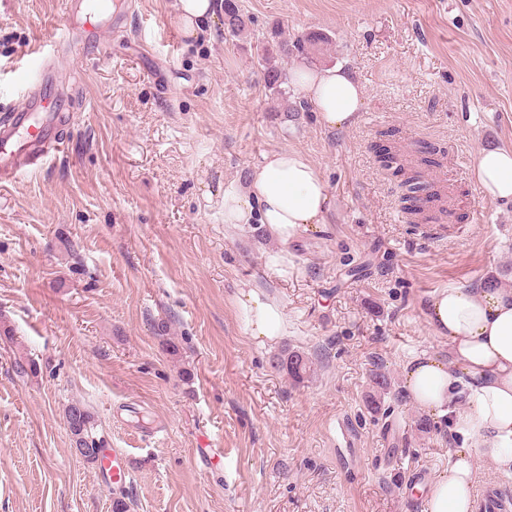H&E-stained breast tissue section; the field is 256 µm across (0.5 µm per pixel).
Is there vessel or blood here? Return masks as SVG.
<instances>
[{"instance_id": "vessel-or-blood-1", "label": "vessel or blood", "mask_w": 512, "mask_h": 512, "mask_svg": "<svg viewBox=\"0 0 512 512\" xmlns=\"http://www.w3.org/2000/svg\"><path fill=\"white\" fill-rule=\"evenodd\" d=\"M101 10L98 0H69V28L90 36ZM66 100L55 88L53 72L44 69L38 85L29 89L23 105L0 111V183L41 167L63 152L61 128L69 124ZM129 453L124 449L106 452L99 467L107 485L130 486Z\"/></svg>"}]
</instances>
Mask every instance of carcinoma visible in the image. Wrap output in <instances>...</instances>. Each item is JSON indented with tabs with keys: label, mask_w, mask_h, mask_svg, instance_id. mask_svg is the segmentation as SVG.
Listing matches in <instances>:
<instances>
[{
	"label": "carcinoma",
	"mask_w": 512,
	"mask_h": 512,
	"mask_svg": "<svg viewBox=\"0 0 512 512\" xmlns=\"http://www.w3.org/2000/svg\"><path fill=\"white\" fill-rule=\"evenodd\" d=\"M223 25L226 40L239 39L248 32L246 20L236 0H224ZM327 43L328 36L316 31L291 40L285 37L281 30L273 29L257 39L260 53L257 54L256 64L264 86L274 100L273 111L281 112L285 116L290 112L309 111L305 103L290 99L293 73L284 62L292 57L312 60L320 53L321 46ZM379 155L382 157L383 167L393 171V175L401 177V200L405 204V209L416 214L424 213V207L433 198V194L428 191L430 182L420 171L406 172L398 155H390L389 149H382ZM273 367L285 373L292 382L301 384L310 374L311 361L304 352L286 348L273 360ZM371 378L374 393L368 396L367 406L372 412L377 413L381 409V396L389 393L391 379L379 367L373 370ZM65 420L75 449L98 447L95 421L85 407L78 403L69 405L65 410Z\"/></svg>",
	"instance_id": "carcinoma-1"
}]
</instances>
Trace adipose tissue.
<instances>
[{
  "label": "adipose tissue",
  "instance_id": "obj_1",
  "mask_svg": "<svg viewBox=\"0 0 512 512\" xmlns=\"http://www.w3.org/2000/svg\"><path fill=\"white\" fill-rule=\"evenodd\" d=\"M183 33L194 39L209 32L223 0H175ZM296 85L330 128L353 125L365 90L349 70L328 67L295 71ZM476 181L485 199L512 202V148L481 150ZM326 185L300 152H269L244 186L224 190V222L258 224L281 244L309 225L324 221ZM251 336H281L282 309L261 292H242ZM435 335L446 338L447 357L422 354L403 368V392L419 411L446 418L464 445L429 486L425 512H474L480 464L512 477V289L448 287L433 292L424 305Z\"/></svg>",
  "mask_w": 512,
  "mask_h": 512
}]
</instances>
